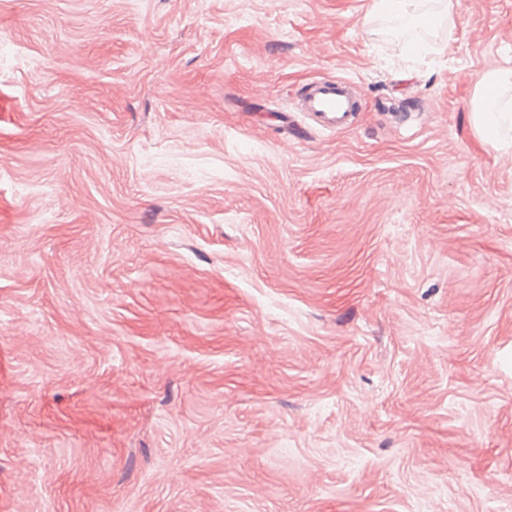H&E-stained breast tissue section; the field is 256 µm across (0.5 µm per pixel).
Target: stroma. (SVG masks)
Returning a JSON list of instances; mask_svg holds the SVG:
<instances>
[{
    "label": "stroma",
    "instance_id": "obj_1",
    "mask_svg": "<svg viewBox=\"0 0 512 512\" xmlns=\"http://www.w3.org/2000/svg\"><path fill=\"white\" fill-rule=\"evenodd\" d=\"M372 4L0 0V512H512V0ZM422 0H378L373 2L371 14L377 18L408 15L411 21L421 28H436L452 17L453 0L437 1L443 3V10L434 12L420 10ZM510 84L512 67L487 70L475 83L469 101V120L472 126L484 142L495 148L509 146L512 100H505L503 92ZM300 112L312 117L322 129L336 131L352 125L358 101L343 79H321L299 99Z\"/></svg>",
    "mask_w": 512,
    "mask_h": 512
}]
</instances>
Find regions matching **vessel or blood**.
Masks as SVG:
<instances>
[{
  "label": "vessel or blood",
  "mask_w": 512,
  "mask_h": 512,
  "mask_svg": "<svg viewBox=\"0 0 512 512\" xmlns=\"http://www.w3.org/2000/svg\"><path fill=\"white\" fill-rule=\"evenodd\" d=\"M301 112L312 117L322 129L336 131L350 127L358 110L349 83L343 79H322L313 83L299 99Z\"/></svg>",
  "instance_id": "vessel-or-blood-1"
}]
</instances>
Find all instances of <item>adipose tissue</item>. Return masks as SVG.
<instances>
[{
    "label": "adipose tissue",
    "instance_id": "obj_1",
    "mask_svg": "<svg viewBox=\"0 0 512 512\" xmlns=\"http://www.w3.org/2000/svg\"><path fill=\"white\" fill-rule=\"evenodd\" d=\"M423 0H374L371 14L377 18L409 16L421 28H435L450 18L453 0H443L441 11L423 9ZM512 85V67L485 71L474 85L469 101V120L484 142L496 148L512 144V100L503 94Z\"/></svg>",
    "mask_w": 512,
    "mask_h": 512
}]
</instances>
